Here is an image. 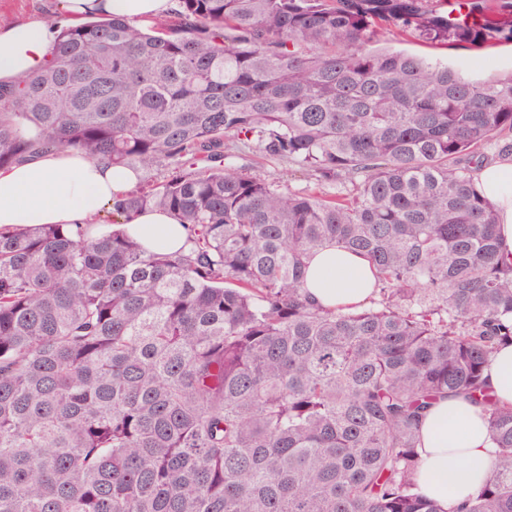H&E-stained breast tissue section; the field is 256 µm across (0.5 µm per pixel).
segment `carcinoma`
<instances>
[{"instance_id":"cac0c4a2","label":"carcinoma","mask_w":512,"mask_h":512,"mask_svg":"<svg viewBox=\"0 0 512 512\" xmlns=\"http://www.w3.org/2000/svg\"><path fill=\"white\" fill-rule=\"evenodd\" d=\"M144 24L59 29L0 89V170L69 149L165 179L92 224L0 228V512H512V261L473 159L512 136V72L472 79L372 48L512 41V0H177ZM280 159L315 190L237 167ZM327 186L336 188L331 195ZM146 209L188 232L145 251ZM327 245L364 256L369 304L306 288ZM481 407L490 473L421 492L420 419ZM487 373L497 400L501 404L512 406V344L500 348Z\"/></svg>"}]
</instances>
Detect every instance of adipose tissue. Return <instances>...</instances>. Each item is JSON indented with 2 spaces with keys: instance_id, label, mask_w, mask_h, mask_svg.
Segmentation results:
<instances>
[{
  "instance_id": "obj_1",
  "label": "adipose tissue",
  "mask_w": 512,
  "mask_h": 512,
  "mask_svg": "<svg viewBox=\"0 0 512 512\" xmlns=\"http://www.w3.org/2000/svg\"><path fill=\"white\" fill-rule=\"evenodd\" d=\"M64 8L77 23L100 15L145 23L165 16L171 0H64ZM57 35V28L46 22L0 24V86L13 87L44 68ZM476 177L498 207L502 250L512 254V158L481 167ZM135 181L132 170L74 151L42 154L0 171V227L86 223ZM126 229L149 250L161 246L176 251L187 241L182 224L161 211L140 214ZM375 281L363 257L328 247L313 257L306 286L318 304L345 309L364 303ZM420 440L419 483L429 499L460 503L488 476L494 447L480 407L466 399L446 397L434 403L421 422Z\"/></svg>"
}]
</instances>
